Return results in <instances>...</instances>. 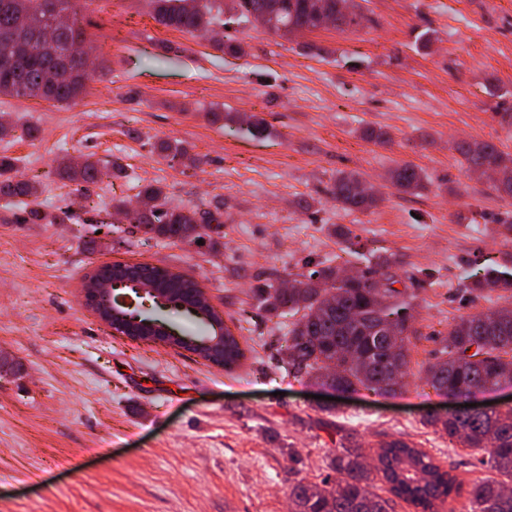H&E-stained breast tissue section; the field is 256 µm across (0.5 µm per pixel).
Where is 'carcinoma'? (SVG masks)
I'll list each match as a JSON object with an SVG mask.
<instances>
[{
    "label": "carcinoma",
    "mask_w": 512,
    "mask_h": 512,
    "mask_svg": "<svg viewBox=\"0 0 512 512\" xmlns=\"http://www.w3.org/2000/svg\"><path fill=\"white\" fill-rule=\"evenodd\" d=\"M238 18L247 22L255 14L271 13L274 33L316 31L321 28L315 0H232ZM336 13V26H354L363 15H344L342 0H326ZM155 19L174 31L194 34L224 25V0H150ZM52 15L37 14L32 0H0V95L38 98L53 103H74L87 93L89 73L81 62L65 58L62 46L74 38L86 39L82 28L55 30L49 42H35L24 51L15 68L11 38L20 31H40L51 27ZM457 150L473 173L490 167H512V157L489 142L457 144ZM161 152L173 160L185 159L193 167L200 159L190 155L181 142H165ZM17 159L0 154V201L21 208L29 224L47 218L37 198L42 182L17 178ZM105 165L87 155L80 162L61 158L55 174L83 191L101 180ZM394 186L414 192L423 186L418 168L404 164L391 173ZM361 180L356 173H342L332 184L336 203L346 211H365L377 203L373 196H360ZM134 220L147 233L187 245L208 233H220L224 224L221 206L199 210L171 205L164 187L148 183L139 186ZM378 269L352 282L344 270L327 266L309 274L295 275L292 287L265 284L258 288L269 312L281 308L303 310L301 318L288 329L286 365L295 376L320 380L341 393L361 388L382 392L400 387L394 376L407 372L410 336L414 330L399 325L392 336L380 325L389 310L397 306L403 292L389 272L387 258ZM146 282L158 288L185 287L180 275L157 269ZM512 282L488 274L470 289L473 298L502 292L504 304L484 313L460 316L449 323L445 357L431 364L426 374L435 390L469 392L475 388L512 385V298L507 292ZM232 350L224 356L228 369L244 357L239 341L224 328ZM425 424L448 436L458 448L470 451L491 476L464 481L455 474L453 463L444 464L423 448L401 439L384 442L367 462L362 446L350 436L348 443L329 449L328 468L332 474L318 482L300 476L296 453L288 454V486L291 512H394L398 498L418 512H455L454 502L467 494L471 512H512V409L466 411L456 415H428ZM388 485L390 496L376 492V483Z\"/></svg>",
    "instance_id": "cac0c4a2"
}]
</instances>
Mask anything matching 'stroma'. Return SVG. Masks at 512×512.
Segmentation results:
<instances>
[{
  "mask_svg": "<svg viewBox=\"0 0 512 512\" xmlns=\"http://www.w3.org/2000/svg\"><path fill=\"white\" fill-rule=\"evenodd\" d=\"M356 3L364 19L343 31L280 37L250 22L216 43L161 26L148 0H98L78 19L104 70L81 101L0 96L16 125L0 154L19 158V178L46 177L50 216L27 224L0 204V512H288L289 451L320 481L341 432L368 453L402 438L481 476L424 424L449 409L425 369L453 317L499 306L472 298L474 280L512 275V197L455 149L488 141L512 155V0ZM164 141L200 165L163 159ZM87 154L119 160L129 179L78 193L53 177L58 160ZM405 163L425 175L412 193L390 178ZM342 171L375 186L376 207L340 209L328 189ZM135 181L164 186L174 205H221L219 250L117 213L118 200L136 207ZM379 256L396 259L412 314L409 372L397 393L336 401L286 371L297 316L266 313L258 288L309 259L362 272ZM113 262L192 277L241 364L113 334L81 296L86 275Z\"/></svg>",
  "mask_w": 512,
  "mask_h": 512,
  "instance_id": "35a3bbf8",
  "label": "stroma"
}]
</instances>
